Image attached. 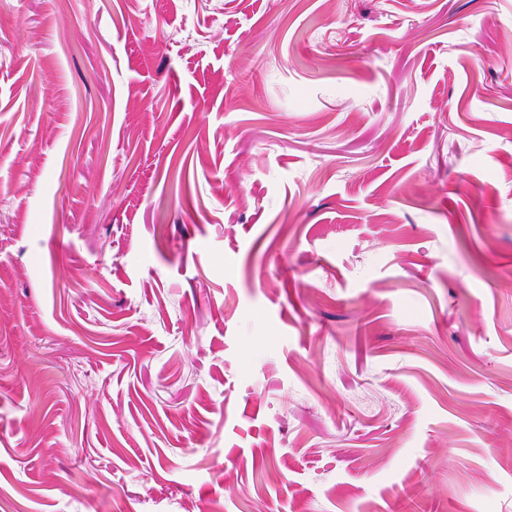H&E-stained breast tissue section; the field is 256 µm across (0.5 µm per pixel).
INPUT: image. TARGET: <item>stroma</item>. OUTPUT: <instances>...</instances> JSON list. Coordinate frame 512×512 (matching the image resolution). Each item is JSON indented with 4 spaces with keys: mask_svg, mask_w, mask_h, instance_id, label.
Instances as JSON below:
<instances>
[{
    "mask_svg": "<svg viewBox=\"0 0 512 512\" xmlns=\"http://www.w3.org/2000/svg\"><path fill=\"white\" fill-rule=\"evenodd\" d=\"M0 512H512V0H0Z\"/></svg>",
    "mask_w": 512,
    "mask_h": 512,
    "instance_id": "obj_1",
    "label": "stroma"
}]
</instances>
